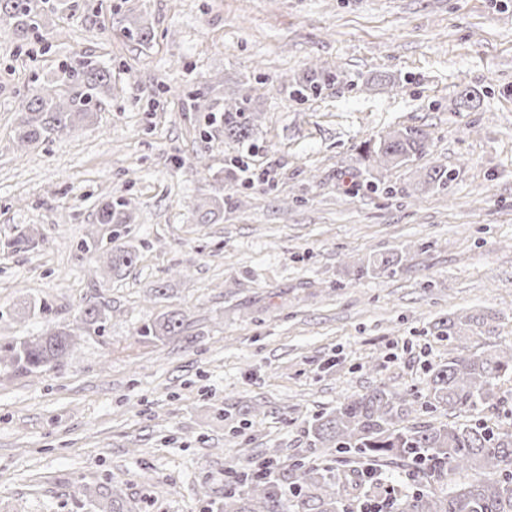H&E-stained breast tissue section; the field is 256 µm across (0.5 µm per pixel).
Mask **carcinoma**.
<instances>
[{
  "mask_svg": "<svg viewBox=\"0 0 512 512\" xmlns=\"http://www.w3.org/2000/svg\"><path fill=\"white\" fill-rule=\"evenodd\" d=\"M78 0H0V29L9 28L21 39H43L66 10L77 11ZM130 36L148 37L142 15H125ZM336 81L327 69L313 70L305 83L295 86L303 97L321 85ZM112 94V71L91 60L66 64L23 96L15 147L59 138L94 120L101 98ZM195 108L208 112V134L222 133L232 142L252 139L257 116L248 92L227 100L218 85L196 93ZM430 137L422 128L406 126L386 132L360 149L361 162L369 166H408L425 154ZM452 174L434 166L420 181L421 190L448 188ZM132 216L124 203L104 201L96 212L98 229L82 240L81 252L101 253L109 272L117 274L133 264V254L115 243L112 225L129 224ZM401 257L374 256L358 267V274H393ZM109 309L99 302L87 304L77 322L86 329L107 320ZM493 320L490 314L451 313L438 323L440 335L453 345L467 333H478ZM184 317L177 311L162 314L137 330L153 340L179 336ZM78 334L67 326L46 324L35 336H18L0 342V372L32 374L63 364L77 344ZM512 373V346L485 349L478 354L449 355L448 363L429 370L426 391L420 396L402 393L385 383L351 397L335 410L315 419L309 427L311 444L330 452L364 458L383 467H405L412 481L402 493L392 488L383 498L397 512H512V427L490 430L468 421L419 422L422 413L456 416L496 398L497 381ZM278 450L252 466L250 489L242 497L224 501V512H356L360 496L367 495L369 477L358 469L338 475L313 461L288 466L291 497L282 494L281 478L267 464L277 461Z\"/></svg>",
  "mask_w": 512,
  "mask_h": 512,
  "instance_id": "1",
  "label": "carcinoma"
}]
</instances>
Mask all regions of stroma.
Returning a JSON list of instances; mask_svg holds the SVG:
<instances>
[{
  "label": "stroma",
  "instance_id": "stroma-1",
  "mask_svg": "<svg viewBox=\"0 0 512 512\" xmlns=\"http://www.w3.org/2000/svg\"><path fill=\"white\" fill-rule=\"evenodd\" d=\"M85 2L43 51L0 31V337L111 307L63 367L0 379V512H99L104 491L129 512H219L270 449L313 455L309 422L345 398L419 396L449 348L512 344V0H130L146 41L121 0ZM82 57L112 68L96 122L17 152L25 91ZM315 64L337 82L293 96ZM217 81L253 90L250 149L204 134L190 97ZM402 126L429 132L426 155L359 161ZM434 166L448 188L416 191ZM103 199L134 216L112 234L135 261L110 277L80 250ZM214 199L223 220L198 223ZM27 228L38 249H9ZM392 253L395 276H358ZM168 311L182 335L139 339ZM489 311L490 337L434 334ZM496 392L469 420L512 426V376Z\"/></svg>",
  "mask_w": 512,
  "mask_h": 512
}]
</instances>
